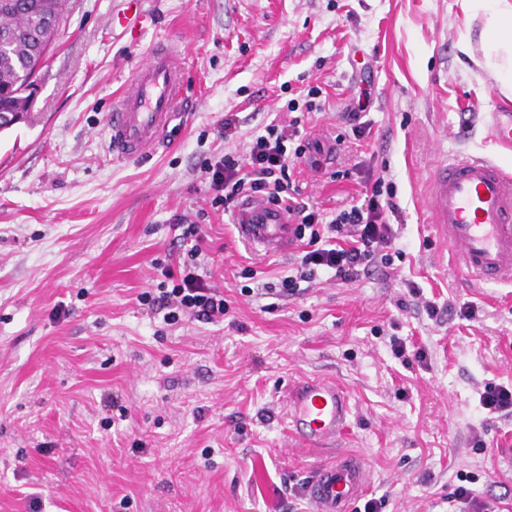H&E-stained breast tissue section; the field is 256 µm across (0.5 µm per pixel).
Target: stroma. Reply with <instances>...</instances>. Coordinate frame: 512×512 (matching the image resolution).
I'll use <instances>...</instances> for the list:
<instances>
[{
	"mask_svg": "<svg viewBox=\"0 0 512 512\" xmlns=\"http://www.w3.org/2000/svg\"><path fill=\"white\" fill-rule=\"evenodd\" d=\"M480 29L463 0H72L27 120L0 133V512H314L304 484L340 450L365 461L364 496L382 512H451L469 476L493 512H512V419L477 395L512 383V283L472 282L428 200L449 155L512 171L482 120L502 97L458 49ZM158 41L183 56L188 116L148 158L113 157L107 114ZM363 88L371 132L338 158L352 178L307 168L301 180L333 210L367 169L385 170L404 211L400 277L257 295L294 257L239 241L205 165L293 116L332 144ZM228 112L239 124L226 141ZM177 215L207 236L200 272L230 305L222 322L172 324L138 300L164 280ZM406 278L437 319L406 300ZM467 302L476 320L460 316ZM393 335L425 363L404 366ZM316 376L350 396L334 451L288 432L287 390Z\"/></svg>",
	"mask_w": 512,
	"mask_h": 512,
	"instance_id": "obj_1",
	"label": "stroma"
}]
</instances>
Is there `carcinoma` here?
I'll use <instances>...</instances> for the list:
<instances>
[{
	"mask_svg": "<svg viewBox=\"0 0 512 512\" xmlns=\"http://www.w3.org/2000/svg\"><path fill=\"white\" fill-rule=\"evenodd\" d=\"M70 10L71 0H14L11 12H0L1 132L16 125L17 113L30 110L32 59L52 45Z\"/></svg>",
	"mask_w": 512,
	"mask_h": 512,
	"instance_id": "obj_1",
	"label": "carcinoma"
}]
</instances>
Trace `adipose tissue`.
Wrapping results in <instances>:
<instances>
[{"mask_svg":"<svg viewBox=\"0 0 512 512\" xmlns=\"http://www.w3.org/2000/svg\"><path fill=\"white\" fill-rule=\"evenodd\" d=\"M472 16L483 21L482 58L478 65L512 99V0H465Z\"/></svg>","mask_w":512,"mask_h":512,"instance_id":"ef3b65f1","label":"adipose tissue"}]
</instances>
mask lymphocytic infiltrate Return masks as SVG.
Wrapping results in <instances>:
<instances>
[{
  "label": "lymphocytic infiltrate",
  "instance_id": "f902f5d3",
  "mask_svg": "<svg viewBox=\"0 0 512 512\" xmlns=\"http://www.w3.org/2000/svg\"><path fill=\"white\" fill-rule=\"evenodd\" d=\"M322 150L320 140L302 133L294 118L285 124L270 123L245 152H225L205 169L215 192L213 207L229 211L243 199H263L286 208L298 238L305 240L304 254L281 277L279 286H267V293L299 296L302 284H315L323 269L332 271L343 284L359 281L374 267L389 275L395 258L402 255L394 230L403 221L402 209L384 176L367 180L361 198L336 211L321 210L304 200L295 169ZM175 227L187 250L177 266L165 267L166 285L142 292L140 299L169 322L183 316L221 322L229 306L223 293L199 272L205 242L201 227L184 217L177 218Z\"/></svg>",
  "mask_w": 512,
  "mask_h": 512
}]
</instances>
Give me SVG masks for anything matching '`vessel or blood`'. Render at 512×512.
<instances>
[{
    "mask_svg": "<svg viewBox=\"0 0 512 512\" xmlns=\"http://www.w3.org/2000/svg\"><path fill=\"white\" fill-rule=\"evenodd\" d=\"M182 96L180 52L172 44L153 45L107 117L112 153L140 159L156 152ZM491 141L512 153V107L487 115ZM434 222L458 250L459 261L476 281L512 282V174L492 159L452 155L432 182ZM241 241L266 254H284L294 245L295 226L284 209L249 198L236 213ZM350 397L336 381L313 377L295 383L286 400L288 430L304 445L332 448L347 430ZM368 483L360 457L339 454L319 466L305 484L314 512H349Z\"/></svg>",
    "mask_w": 512,
    "mask_h": 512,
    "instance_id": "vessel-or-blood-1",
    "label": "vessel or blood"
}]
</instances>
